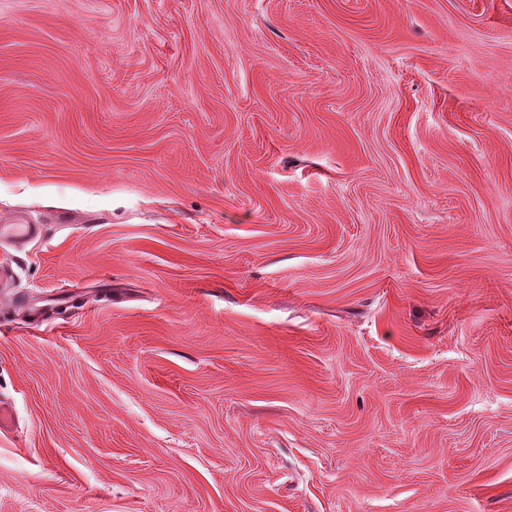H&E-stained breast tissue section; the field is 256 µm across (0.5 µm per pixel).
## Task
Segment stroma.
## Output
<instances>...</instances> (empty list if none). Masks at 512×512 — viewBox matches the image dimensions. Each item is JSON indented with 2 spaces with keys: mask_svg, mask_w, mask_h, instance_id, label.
Returning a JSON list of instances; mask_svg holds the SVG:
<instances>
[{
  "mask_svg": "<svg viewBox=\"0 0 512 512\" xmlns=\"http://www.w3.org/2000/svg\"><path fill=\"white\" fill-rule=\"evenodd\" d=\"M0 512H512V0H0Z\"/></svg>",
  "mask_w": 512,
  "mask_h": 512,
  "instance_id": "obj_1",
  "label": "stroma"
}]
</instances>
